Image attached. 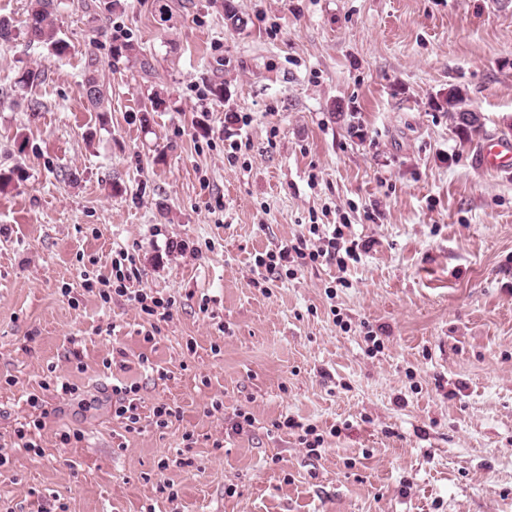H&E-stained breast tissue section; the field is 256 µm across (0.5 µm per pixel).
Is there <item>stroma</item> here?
I'll use <instances>...</instances> for the list:
<instances>
[{
    "mask_svg": "<svg viewBox=\"0 0 512 512\" xmlns=\"http://www.w3.org/2000/svg\"><path fill=\"white\" fill-rule=\"evenodd\" d=\"M98 3L62 0L58 58L0 0V512H512V169L476 163L512 136V0H120L122 57ZM25 67L44 81L20 88ZM452 85L479 135L436 107ZM340 223L371 244L346 285L323 264L252 286L255 255ZM121 252L174 302L149 343L87 285ZM38 418L37 456L15 432ZM96 61L97 59L93 58L92 55L89 56L87 63L89 74L82 84L81 92L83 97L86 98L91 106L101 112H104L106 111L105 101L107 99V95L103 84L100 83L99 79L95 75V72L97 71ZM112 392L116 395H122L115 404H113V413L116 417L126 420L125 427L127 430H138L136 425L140 422V415L137 413L138 393L135 384L125 385L124 387L112 386Z\"/></svg>",
    "mask_w": 512,
    "mask_h": 512,
    "instance_id": "obj_1",
    "label": "stroma"
}]
</instances>
